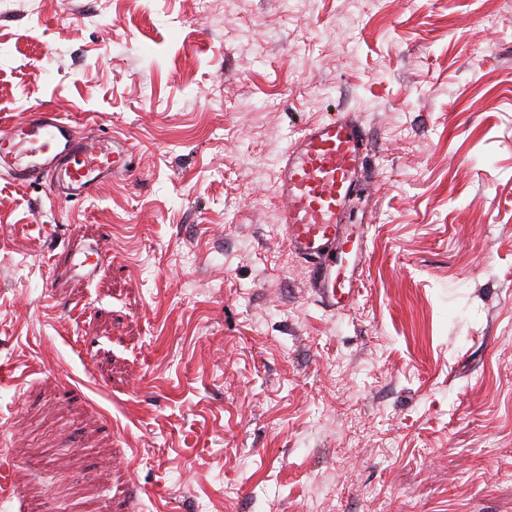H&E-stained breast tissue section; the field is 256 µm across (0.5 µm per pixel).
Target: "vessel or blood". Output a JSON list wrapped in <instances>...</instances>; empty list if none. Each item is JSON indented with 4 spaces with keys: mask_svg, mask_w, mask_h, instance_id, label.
Instances as JSON below:
<instances>
[{
    "mask_svg": "<svg viewBox=\"0 0 512 512\" xmlns=\"http://www.w3.org/2000/svg\"><path fill=\"white\" fill-rule=\"evenodd\" d=\"M368 137L353 113L309 125L281 159L277 197L290 251L312 268L311 286L334 312L353 302L354 273L366 259L362 226L344 220L364 186ZM134 160L125 141L76 132L63 114L41 108L0 128V175L15 185L46 184L53 195L84 200L127 175Z\"/></svg>",
    "mask_w": 512,
    "mask_h": 512,
    "instance_id": "b4317fda",
    "label": "vessel or blood"
}]
</instances>
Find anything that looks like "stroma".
Masks as SVG:
<instances>
[{
  "mask_svg": "<svg viewBox=\"0 0 512 512\" xmlns=\"http://www.w3.org/2000/svg\"><path fill=\"white\" fill-rule=\"evenodd\" d=\"M39 106L138 171L0 177V512H512V0H0V125ZM343 111L334 313L276 187Z\"/></svg>",
  "mask_w": 512,
  "mask_h": 512,
  "instance_id": "stroma-1",
  "label": "stroma"
}]
</instances>
